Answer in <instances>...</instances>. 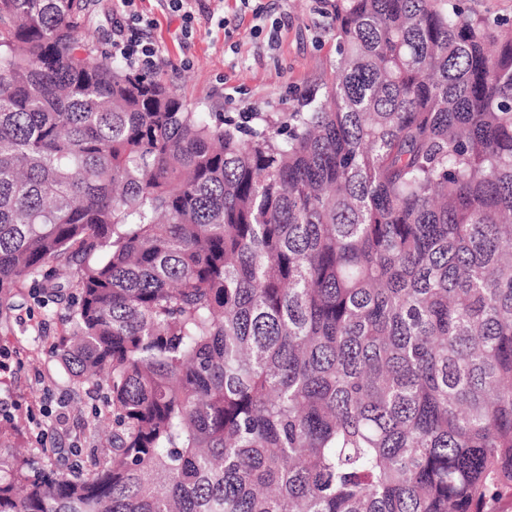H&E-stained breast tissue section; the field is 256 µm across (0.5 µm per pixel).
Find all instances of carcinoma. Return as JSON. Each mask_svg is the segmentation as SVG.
Returning a JSON list of instances; mask_svg holds the SVG:
<instances>
[{
    "label": "carcinoma",
    "instance_id": "cac0c4a2",
    "mask_svg": "<svg viewBox=\"0 0 512 512\" xmlns=\"http://www.w3.org/2000/svg\"><path fill=\"white\" fill-rule=\"evenodd\" d=\"M91 2L0 0V297L67 300L112 448L11 455L0 512H497L512 21L335 0L323 94L237 120L93 54Z\"/></svg>",
    "mask_w": 512,
    "mask_h": 512
}]
</instances>
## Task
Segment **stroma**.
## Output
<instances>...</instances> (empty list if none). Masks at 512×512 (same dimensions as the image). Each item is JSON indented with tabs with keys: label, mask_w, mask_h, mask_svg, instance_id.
Segmentation results:
<instances>
[{
	"label": "stroma",
	"mask_w": 512,
	"mask_h": 512,
	"mask_svg": "<svg viewBox=\"0 0 512 512\" xmlns=\"http://www.w3.org/2000/svg\"><path fill=\"white\" fill-rule=\"evenodd\" d=\"M138 12L153 18L147 35L162 63L157 80L176 90L198 112H293L306 94L320 89L337 58V40L326 0H194V31L181 34L182 19L159 0H135ZM43 293L30 281L18 284L12 306L0 310V395L16 404L0 417V459L27 449L42 463L45 451L72 461L75 449L111 447L108 433L90 439L86 430L100 397L75 388L60 367L54 347L68 338L62 306H42ZM65 403L59 424L46 408Z\"/></svg>",
	"instance_id": "1"
}]
</instances>
